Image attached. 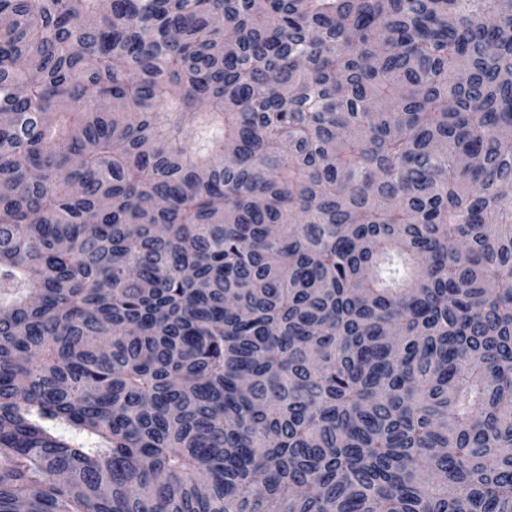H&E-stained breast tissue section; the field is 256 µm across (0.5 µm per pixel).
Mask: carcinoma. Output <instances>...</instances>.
Returning a JSON list of instances; mask_svg holds the SVG:
<instances>
[{"label":"carcinoma","instance_id":"1","mask_svg":"<svg viewBox=\"0 0 512 512\" xmlns=\"http://www.w3.org/2000/svg\"><path fill=\"white\" fill-rule=\"evenodd\" d=\"M0 17V512H512V0Z\"/></svg>","mask_w":512,"mask_h":512}]
</instances>
